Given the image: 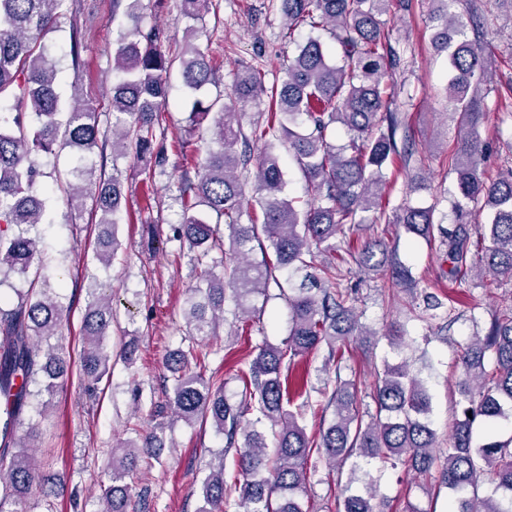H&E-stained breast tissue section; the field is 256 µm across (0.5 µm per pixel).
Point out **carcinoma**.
<instances>
[{"label":"carcinoma","instance_id":"cac0c4a2","mask_svg":"<svg viewBox=\"0 0 512 512\" xmlns=\"http://www.w3.org/2000/svg\"><path fill=\"white\" fill-rule=\"evenodd\" d=\"M126 9H121L122 3ZM459 0H430L428 27L431 43L448 56V99L456 114L457 138L448 153V166L456 175L455 225L444 228L435 221L433 207L406 206L395 223L418 237H440L443 258L451 264V280L458 281L470 267L472 250L479 265L497 276H512V169L487 180L480 171L482 147L478 128L484 116L483 84L489 61L477 39V8L472 3L456 10ZM139 0H113L112 22L122 29L114 44L112 126H99V112L91 102L70 95L60 111L56 90L60 61L36 35L52 29L73 13L69 0H0V96L12 101V111L0 113V287L16 279L27 284L16 288V302L0 301V512H29L27 498L38 485L46 497L58 495L57 485L40 475L27 443L18 441L22 430L30 437L38 429L51 397L66 390L70 353L51 339L70 313L50 288L46 264L34 235L44 222L47 205L40 198L38 179L43 173L35 163L39 154L65 149L76 159L75 182L66 194L70 214L79 216L91 207L99 215L94 258L105 268L115 258L116 235L122 223V181L118 169L105 176L94 156L112 160L131 157L143 164L148 178L161 166L157 147V114L166 102L168 75L179 62L186 89L194 96V112L181 143L191 144L203 133L217 148H207L199 163V178L180 188L182 215L174 239L188 246L190 261L200 270L184 312L191 335L218 336L224 320V302L231 299L237 312L254 314L256 301L268 296L272 271L306 270L300 287L288 295L291 320L287 350L264 343L242 378L240 399L224 395V382L206 376L209 352L191 345L170 354L172 385L166 407L188 424L211 420L226 437V448L235 445L241 419L255 415L252 424L266 422L277 429L273 453L256 429L243 432L244 448L238 467L242 481L235 503H230L219 463L200 489L197 512H308L299 501L306 492L304 466L313 451L343 469L350 466L348 495L337 501L336 512H383L373 479L362 463L379 458L417 473L440 469L448 489V512H512V439L476 443L478 420L489 428L512 413V311L492 316L489 331L474 337L463 349L462 375L456 383L462 418L448 436L444 455L435 451L437 434L430 420L431 395L407 362L384 363L377 372L370 411L358 399L353 380L336 375L329 401L334 417L321 433L320 443L306 435L302 414L285 408L289 377L282 376L284 359L305 356L325 343L328 361L342 359L337 343L349 336H364L360 315L348 295L336 288L342 273L354 264L361 272L373 271L385 260L375 259L380 243L368 240L358 247L336 246V235L346 226L373 224L380 217L367 213L379 209L378 189L386 181L393 156L409 162L417 149L412 135L397 144L402 122L391 105L400 56L390 44L382 16L402 0H277L279 12L293 28L307 25L333 31L342 51V64L329 58L324 43L308 37L287 61L281 85L266 88L260 69L249 67L238 74L232 96L246 104L263 95L275 106L266 125L248 137L237 113L229 112L215 97L204 105L202 96L215 83L208 55L193 43L170 57L161 49V36L144 32L137 13ZM213 6V0H179V15L189 22L185 37ZM82 34L70 24V55L74 70L80 67ZM339 123L350 134L340 148L327 141L329 126ZM282 133L298 169L310 184L313 197L304 204L283 195L284 173L273 139ZM262 141L257 155L252 144ZM256 168L253 188L263 222L243 224L249 213L244 172ZM483 200L487 220L470 225L468 203ZM225 223L230 249L214 235L211 223ZM268 242L275 262H248L254 243ZM323 248L326 259L319 274L309 272ZM224 253L221 270L209 263L211 252ZM393 288L413 287L408 269L391 264ZM112 327V305L103 288L89 289L83 316L84 347L81 354L84 388L95 394L109 372L112 353L106 336ZM491 355L493 368H485ZM164 447L153 429L140 438L126 440L112 451V478L100 486L98 512H127L126 477L139 465V449ZM494 484L495 495L479 498V479Z\"/></svg>","mask_w":512,"mask_h":512}]
</instances>
